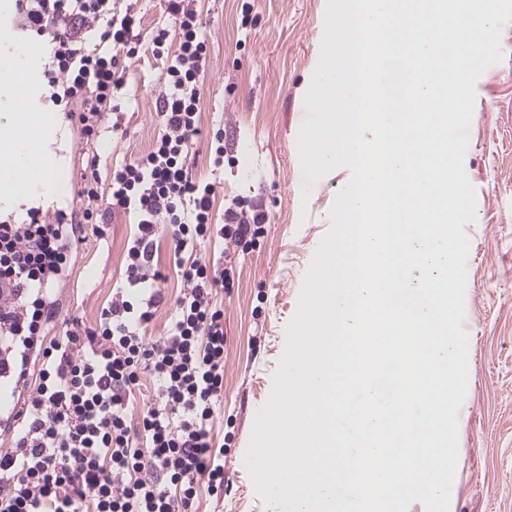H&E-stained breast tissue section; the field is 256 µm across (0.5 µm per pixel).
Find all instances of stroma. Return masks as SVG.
Returning <instances> with one entry per match:
<instances>
[{"label": "stroma", "instance_id": "obj_1", "mask_svg": "<svg viewBox=\"0 0 512 512\" xmlns=\"http://www.w3.org/2000/svg\"><path fill=\"white\" fill-rule=\"evenodd\" d=\"M210 41L201 90V127L190 160L193 177L217 184L213 221L233 205L268 217L248 245L213 238L201 247L217 269H230L224 305V393L215 432L224 441V491L200 489L192 512H264L244 466L257 410L272 391L273 375L294 316L303 276L321 239L347 168L324 176L309 199L301 197L297 149L306 119L304 97L323 39L325 0H196ZM504 58L487 68L476 97L464 169L477 195L470 237L466 318L468 391L458 412V461L450 512H512V22L501 32ZM162 66L151 53L132 59L123 89L122 137L104 134L96 145L98 174L109 183L113 164L130 162L161 134L156 108ZM49 146L58 170L72 177L86 166L87 146L76 123L58 113ZM224 133V168L211 171L209 133ZM84 242L56 288L60 307L45 329L60 336L65 321L94 326L114 286L124 278V255L136 232L134 217H118L97 233L81 227ZM158 287L166 301L147 333L162 336L180 284L160 254Z\"/></svg>", "mask_w": 512, "mask_h": 512}]
</instances>
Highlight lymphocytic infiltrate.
I'll use <instances>...</instances> for the list:
<instances>
[{"instance_id":"obj_1","label":"lymphocytic infiltrate","mask_w":512,"mask_h":512,"mask_svg":"<svg viewBox=\"0 0 512 512\" xmlns=\"http://www.w3.org/2000/svg\"><path fill=\"white\" fill-rule=\"evenodd\" d=\"M164 10L172 26L151 40L164 64L156 99L164 129L149 151L113 168L109 192L83 177L80 213L33 207L22 220L0 216V377L41 365L23 399L28 418L0 450V512H188L199 486L224 490L213 433L224 390L216 296L233 281L186 253L216 233L238 243L255 237L266 215L228 208L221 227L213 225L215 185L193 179L188 163L209 40L193 0H164ZM14 25L20 37L48 42L41 89L63 111L77 109L82 138L94 143L117 108L126 61L139 53L132 0H16ZM121 213L137 219L124 284L96 326L72 320L45 342L55 312L49 290L79 243L75 220L107 224ZM162 241L181 289L171 328L152 340L146 329L162 301L154 267ZM147 378L154 399L136 419L130 409Z\"/></svg>"}]
</instances>
